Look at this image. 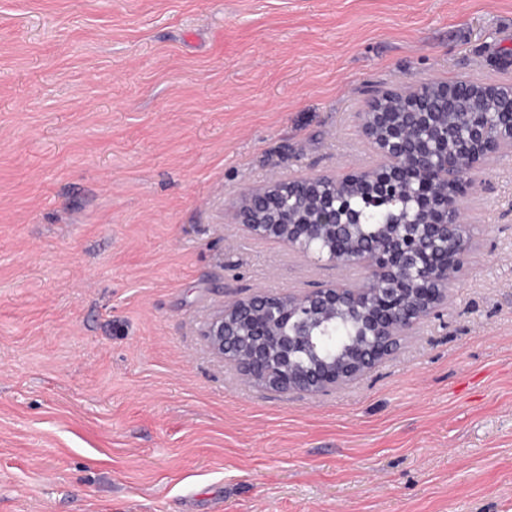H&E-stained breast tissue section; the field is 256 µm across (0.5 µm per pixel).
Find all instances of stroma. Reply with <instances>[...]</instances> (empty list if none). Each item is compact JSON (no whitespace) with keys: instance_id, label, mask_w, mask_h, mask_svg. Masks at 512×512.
<instances>
[{"instance_id":"obj_1","label":"stroma","mask_w":512,"mask_h":512,"mask_svg":"<svg viewBox=\"0 0 512 512\" xmlns=\"http://www.w3.org/2000/svg\"><path fill=\"white\" fill-rule=\"evenodd\" d=\"M512 85V0H0V512H512V151L471 171L446 305L327 393L201 330L352 286L238 224L372 164V93Z\"/></svg>"}]
</instances>
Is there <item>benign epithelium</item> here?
I'll use <instances>...</instances> for the list:
<instances>
[{
    "instance_id": "benign-epithelium-1",
    "label": "benign epithelium",
    "mask_w": 512,
    "mask_h": 512,
    "mask_svg": "<svg viewBox=\"0 0 512 512\" xmlns=\"http://www.w3.org/2000/svg\"><path fill=\"white\" fill-rule=\"evenodd\" d=\"M456 97L468 98L470 105L463 132L445 118L448 100ZM491 99L506 105L495 109L497 121L490 125L483 115ZM390 105L413 115L425 129L422 141L435 145L427 149L425 158L435 172V183L447 189L424 191L417 178L404 170L407 153L418 143L410 125H399L384 137L377 134L390 115ZM361 129L379 157L376 169L387 170L388 176L379 179L369 169L342 179L324 174L291 181L271 179L242 194L237 205L240 223L255 237L286 241L320 259L328 240L338 234L352 236L358 228L357 220L344 212L338 205L339 196L328 187L343 190L358 180L374 193L390 191L393 198L419 194L418 211L426 213L425 220L415 225L412 234L393 235L386 251L374 242L365 245L363 255L354 258L367 271L358 288L317 286L302 295L260 289L218 307L202 336L217 358L232 364L250 383L309 395L345 385L392 355L402 336L447 302L455 275L437 252L429 267L433 287L421 297L409 288L420 276L416 253L440 237L459 253H469L468 238L460 231L464 220L458 197L464 189L463 172L486 156L512 147V85L420 81L387 90L372 99L363 113ZM450 143L456 145L452 163L448 162ZM381 291L398 302L400 320H395L391 309L368 308L359 319L362 335L350 348L338 357L322 354L335 341L336 317H351L352 300Z\"/></svg>"
}]
</instances>
